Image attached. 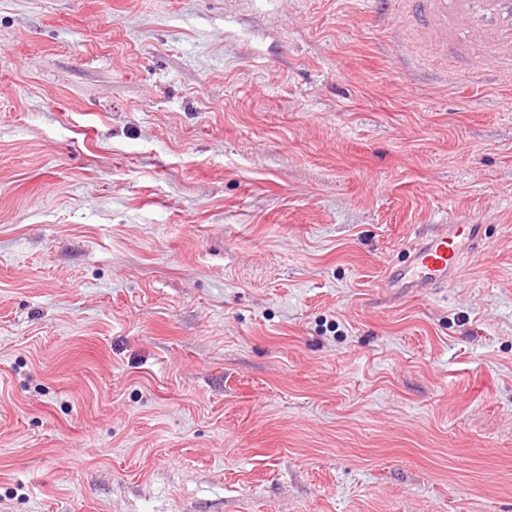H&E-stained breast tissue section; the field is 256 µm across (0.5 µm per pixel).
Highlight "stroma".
Instances as JSON below:
<instances>
[{"mask_svg": "<svg viewBox=\"0 0 512 512\" xmlns=\"http://www.w3.org/2000/svg\"><path fill=\"white\" fill-rule=\"evenodd\" d=\"M483 69L393 0H0V512H512ZM480 224H448L440 232L422 237L409 259L392 267V288H448L460 275L462 260L481 239Z\"/></svg>", "mask_w": 512, "mask_h": 512, "instance_id": "35a3bbf8", "label": "stroma"}]
</instances>
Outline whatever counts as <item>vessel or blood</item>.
Wrapping results in <instances>:
<instances>
[{
	"instance_id": "vessel-or-blood-1",
	"label": "vessel or blood",
	"mask_w": 512,
	"mask_h": 512,
	"mask_svg": "<svg viewBox=\"0 0 512 512\" xmlns=\"http://www.w3.org/2000/svg\"><path fill=\"white\" fill-rule=\"evenodd\" d=\"M411 20L439 54L458 55L460 33H468L487 68L512 73V0H416ZM481 238L477 224H452L422 237L409 259L393 267L394 288H445L460 275L464 256Z\"/></svg>"
}]
</instances>
